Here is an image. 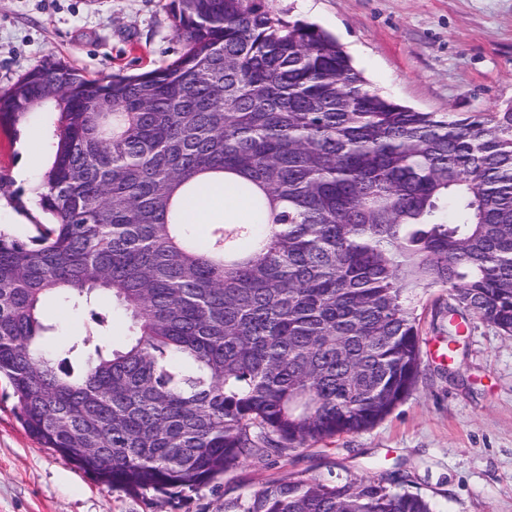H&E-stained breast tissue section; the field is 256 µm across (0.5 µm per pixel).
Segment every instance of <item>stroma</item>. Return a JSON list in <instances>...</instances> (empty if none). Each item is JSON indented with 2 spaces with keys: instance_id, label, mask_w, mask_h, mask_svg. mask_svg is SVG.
Wrapping results in <instances>:
<instances>
[{
  "instance_id": "stroma-1",
  "label": "stroma",
  "mask_w": 512,
  "mask_h": 512,
  "mask_svg": "<svg viewBox=\"0 0 512 512\" xmlns=\"http://www.w3.org/2000/svg\"><path fill=\"white\" fill-rule=\"evenodd\" d=\"M169 0H0V90L61 57L89 75L161 67L182 50ZM343 44L370 85L425 112H493L512 105V0H267ZM54 113L0 130V226L36 235L47 215L30 195L47 164ZM447 293L422 294L421 372L413 393L360 434L246 462L196 491L162 495L98 483L24 430L0 380V512H224L226 499L301 476L408 475L437 512H512V337L470 319L449 344L437 313ZM51 348L71 352L89 309L49 298Z\"/></svg>"
}]
</instances>
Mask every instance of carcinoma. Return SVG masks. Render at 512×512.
Listing matches in <instances>:
<instances>
[{"label": "carcinoma", "mask_w": 512, "mask_h": 512, "mask_svg": "<svg viewBox=\"0 0 512 512\" xmlns=\"http://www.w3.org/2000/svg\"><path fill=\"white\" fill-rule=\"evenodd\" d=\"M168 8L171 63L90 76L43 60L0 92L4 130L57 114L49 222L0 231V376L43 446L162 494L387 417L416 386L431 288L448 290V336L472 316L512 336L511 107L401 105L264 0ZM217 174L251 219L194 236L186 204ZM57 295L117 303L133 334L74 371L44 349ZM105 310L71 349L103 335ZM406 484L290 477L224 512H436Z\"/></svg>", "instance_id": "1"}]
</instances>
